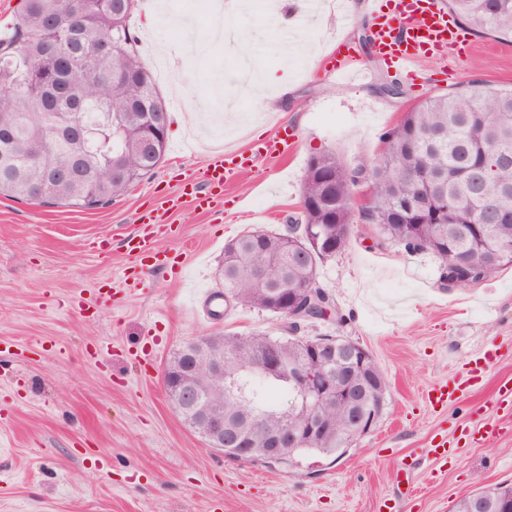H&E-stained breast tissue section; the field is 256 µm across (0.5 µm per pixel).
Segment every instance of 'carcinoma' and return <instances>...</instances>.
<instances>
[{"instance_id":"obj_1","label":"carcinoma","mask_w":512,"mask_h":512,"mask_svg":"<svg viewBox=\"0 0 512 512\" xmlns=\"http://www.w3.org/2000/svg\"><path fill=\"white\" fill-rule=\"evenodd\" d=\"M123 0H104L101 12L82 21L84 43L93 48L100 41L112 46V58L101 68L85 71L75 86L88 104L86 120L108 108L116 111L121 127L112 128V139L95 160L84 164L85 183L76 187L58 182L56 195L70 200L69 206L99 209L127 192L125 178L141 180L163 159H150L134 152L132 143L149 135L139 121L144 112L157 111L163 97L136 50L137 37L130 19L133 11L123 12V21L115 23L122 12ZM76 0H23L22 8L0 37V56L15 55L9 70L0 68V113L14 115L6 151L0 155V196L34 202L33 188L45 182L53 170L62 171L73 163L79 145L60 137L46 113L18 97L13 84L25 81L35 72L39 55L48 36L50 14L68 15ZM448 12L480 30L512 37V0H446ZM138 99L139 111L126 115L120 108L130 99ZM389 145V157L375 158L350 166L335 152L322 153L319 167L307 163L302 202L306 208L301 218L292 221L284 232L246 231L226 249L220 276L224 293L235 304L270 310L272 296L297 298L308 285L310 271L288 257L290 238L303 233L308 224H317L334 241L337 251L350 244L351 199L361 174L376 187L372 206L373 223L385 226V235L394 242L406 241L405 250L414 252L424 243L428 251L443 257L450 250L472 255L512 249V88L493 87L472 80L453 93L427 98L403 121L382 135ZM329 169L334 175V205L323 202L319 175ZM102 183L111 186L104 196L96 195ZM411 203L427 212L430 219L413 224L404 221L396 210L401 203ZM448 209V221L436 223L433 213ZM495 209L493 217L480 224V234L466 233L472 214ZM210 338L223 343L230 354L224 360V375H213L203 364L193 340L183 342L169 359L171 386L179 379H194L210 394L224 401V416L237 423H248L257 430L280 431L300 426L306 414L273 402L269 392L295 398L288 382V371L274 377L252 369L251 358L277 351L288 363L299 361L302 347L295 337L264 334L217 332ZM370 390L365 410L385 398V377L374 359L362 372ZM316 413L333 428L346 425L344 412L333 401L321 404ZM324 456L341 454L336 436L288 450L286 460L300 454Z\"/></svg>"}]
</instances>
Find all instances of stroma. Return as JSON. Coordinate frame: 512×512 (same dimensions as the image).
<instances>
[{"label": "stroma", "mask_w": 512, "mask_h": 512, "mask_svg": "<svg viewBox=\"0 0 512 512\" xmlns=\"http://www.w3.org/2000/svg\"><path fill=\"white\" fill-rule=\"evenodd\" d=\"M173 2L175 17L149 21L139 8L131 17L138 36L189 59L176 71L187 88L179 95L158 78L149 50L141 52L169 112L184 118L153 173L95 210L0 197V512H451L478 483H512V432L478 446L461 442L478 408L496 415V390L512 381V267L453 288L436 256L385 244L358 220L349 246L319 269L334 312L297 334L344 336L373 356L388 391L370 433L336 459L234 460L182 422L163 384L166 361L184 339L282 335L283 318L269 312L233 306L205 319L189 301L193 292L221 290L228 241L251 228L285 231L312 155L333 150L353 165L373 158L405 112L464 87L470 71L512 86V43L474 32L465 55L421 58L408 76L361 47L373 26L365 0H344L328 26L303 20L288 30L269 0H244L226 19L254 45L256 69L286 80L288 91L268 119L238 98V133L228 140L223 112L203 115L192 102L213 104L209 75L232 74L241 53L207 41L213 0ZM340 29L345 50L368 73L362 82L336 84L331 57L307 54ZM390 82L401 96L379 94ZM275 136L296 143L279 164L262 150ZM227 144L244 153L246 168L210 210L196 209L184 186ZM146 213L165 227L155 260L126 245L142 233ZM487 350L495 357L478 385L444 407L424 401ZM443 434L459 447L441 465L427 449ZM95 448L106 461L92 456Z\"/></svg>", "instance_id": "1"}]
</instances>
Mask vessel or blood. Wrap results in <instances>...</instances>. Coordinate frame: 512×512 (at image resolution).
I'll use <instances>...</instances> for the list:
<instances>
[{"mask_svg":"<svg viewBox=\"0 0 512 512\" xmlns=\"http://www.w3.org/2000/svg\"><path fill=\"white\" fill-rule=\"evenodd\" d=\"M367 9L377 25L373 50L397 69H409L421 57L447 53L464 40L462 30L450 23L438 0H367ZM240 166L237 152H217L205 184L190 188L195 207L209 210L218 193L223 192L227 178ZM483 371V365L476 364L465 379L437 384L427 392L428 403L434 407L447 405L476 385Z\"/></svg>","mask_w":512,"mask_h":512,"instance_id":"b4317fda","label":"vessel or blood"}]
</instances>
